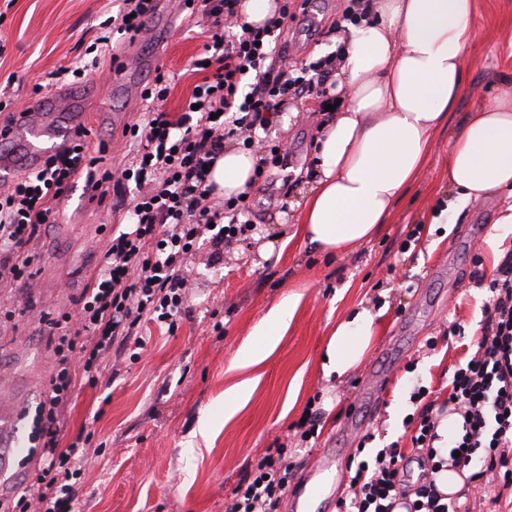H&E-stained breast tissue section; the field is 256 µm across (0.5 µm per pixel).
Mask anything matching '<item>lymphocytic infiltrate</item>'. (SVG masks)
Segmentation results:
<instances>
[{"instance_id": "obj_1", "label": "lymphocytic infiltrate", "mask_w": 512, "mask_h": 512, "mask_svg": "<svg viewBox=\"0 0 512 512\" xmlns=\"http://www.w3.org/2000/svg\"><path fill=\"white\" fill-rule=\"evenodd\" d=\"M155 0H121L107 22L112 35L101 38L100 54L118 62L113 39H144ZM240 0H201L214 32L209 46L212 75L193 86L180 112L158 107L170 92L171 78L155 69L142 99L141 122L126 128L129 160L121 172H96L83 136L48 156L36 169L20 173L0 191V288L33 279L31 242L55 223L59 204L75 180H83L113 209H128L130 222L113 232L93 279L76 303L78 315L51 320L48 344L53 352L49 387L34 418L30 458L39 460L26 475L16 499L0 512H73L78 478L89 459L90 433L71 441L62 436L65 408L78 384L96 387L109 353L141 350L143 324L166 325L175 332L184 311L192 271L185 259L208 239L209 262L219 261L226 246L252 230L250 200L233 196L213 203L208 165L226 140L266 154L255 178L271 180L288 153L270 143L268 129L286 101L304 111L321 112L339 96L333 73L346 57L345 45L293 67L287 49L288 23L296 0H279L263 25L241 22ZM207 60V61H210ZM207 61H193L194 70ZM480 334L449 381L445 407L428 400L426 387L411 395L416 428L411 451L398 442L358 460L337 512H394L396 496L409 500L408 512H470L438 486L440 472L468 473L485 485L512 489V254H507L487 284ZM454 415L455 432H439L443 414ZM418 476H411V464ZM294 465L284 446L267 449L250 465L224 499V512H279L289 491Z\"/></svg>"}]
</instances>
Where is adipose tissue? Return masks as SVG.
I'll return each mask as SVG.
<instances>
[{
	"label": "adipose tissue",
	"instance_id": "1",
	"mask_svg": "<svg viewBox=\"0 0 512 512\" xmlns=\"http://www.w3.org/2000/svg\"><path fill=\"white\" fill-rule=\"evenodd\" d=\"M475 7L476 0H376L371 20L351 32L337 76L344 105L315 140L313 184L300 210L315 250L343 253L372 240L418 176L462 90ZM256 163L225 146L210 173L216 196L250 191ZM448 185L465 202L512 191V88L469 113L453 135ZM297 304L291 297L268 312L257 329L262 345L243 352L247 364L265 358ZM375 336L368 308L340 321L325 349V377H347Z\"/></svg>",
	"mask_w": 512,
	"mask_h": 512
}]
</instances>
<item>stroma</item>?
I'll return each instance as SVG.
<instances>
[{"label": "stroma", "instance_id": "obj_1", "mask_svg": "<svg viewBox=\"0 0 512 512\" xmlns=\"http://www.w3.org/2000/svg\"><path fill=\"white\" fill-rule=\"evenodd\" d=\"M113 8V0H0V91L12 109L38 108L34 87L48 73L90 61ZM339 10V0H311L290 26V55L302 60L333 50L337 37L328 28ZM171 16L172 36L118 44L117 55L130 64L126 92L113 93L106 74L73 86L83 108L106 115L91 140L105 145L108 166H122L129 150L110 116L122 113L128 125L138 120L146 106L140 93L155 67L173 77L161 104L171 113L203 78L190 65L206 54L207 21L190 29L181 11ZM472 29L464 86L447 129L388 224L347 254L316 251L303 236L297 202L312 176L322 116L299 111L292 101L283 106L288 121L273 123L268 139L288 144L279 172L287 191L252 190L253 230L225 247L215 265H206V250L192 257L193 282L175 334L150 326L139 359L125 361L110 385L77 389L69 403L66 438L88 424L103 446L77 480V512H224L225 495L276 440L299 477L322 452L348 459L366 432L374 435L372 447L395 441L411 450L404 424L414 410L411 392L424 386L433 398L447 399L448 381L489 301L479 279L512 251V224L498 221L503 195L464 204L448 185L453 132L512 84V0H476ZM124 220V211L90 198L78 183L63 200L58 223L34 242L35 276L13 288L15 316L0 324V375L14 383L27 409H36L52 372L49 321L74 311L106 238ZM469 224L486 225L488 235L473 241ZM292 294L300 301L274 351L258 365L240 367L241 348L268 311ZM361 307L379 313L375 345L343 382L325 379L326 340ZM374 369L391 370L392 382L376 406L365 407L357 398ZM234 388L241 394L228 417L224 399ZM310 405L321 411L319 438H291Z\"/></svg>", "mask_w": 512, "mask_h": 512}]
</instances>
